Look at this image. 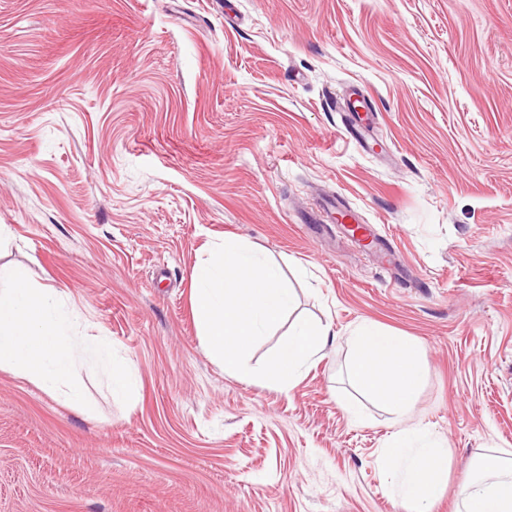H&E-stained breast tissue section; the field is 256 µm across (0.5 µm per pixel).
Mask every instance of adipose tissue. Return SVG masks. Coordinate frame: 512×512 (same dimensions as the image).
<instances>
[{"instance_id": "1", "label": "adipose tissue", "mask_w": 512, "mask_h": 512, "mask_svg": "<svg viewBox=\"0 0 512 512\" xmlns=\"http://www.w3.org/2000/svg\"><path fill=\"white\" fill-rule=\"evenodd\" d=\"M350 374L369 397L397 416L414 407L428 369L409 337L361 325L352 336ZM387 470L398 499L409 512H432L448 473V451L415 429L396 432L385 450ZM462 512H512V459L486 455L461 492Z\"/></svg>"}]
</instances>
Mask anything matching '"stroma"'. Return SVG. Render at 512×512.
<instances>
[{
    "label": "stroma",
    "instance_id": "stroma-1",
    "mask_svg": "<svg viewBox=\"0 0 512 512\" xmlns=\"http://www.w3.org/2000/svg\"><path fill=\"white\" fill-rule=\"evenodd\" d=\"M368 148L330 111L350 86ZM342 198L373 225L297 221ZM0 264L134 366L92 414L0 371V512H404L382 450H448L433 512L512 455V0H0ZM240 238L336 336L290 392L202 348L190 273ZM365 322L428 366L406 421L347 375ZM362 406L361 420L346 412Z\"/></svg>",
    "mask_w": 512,
    "mask_h": 512
}]
</instances>
